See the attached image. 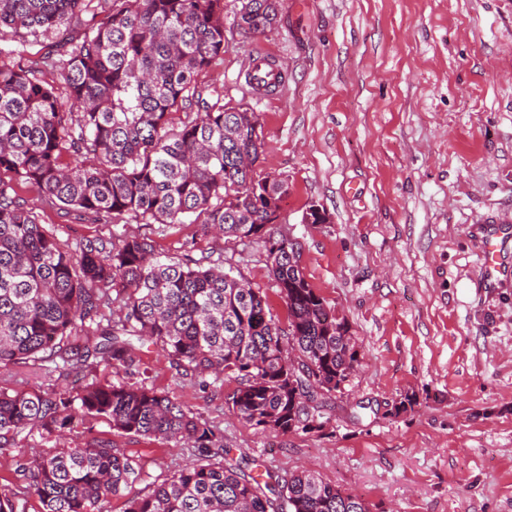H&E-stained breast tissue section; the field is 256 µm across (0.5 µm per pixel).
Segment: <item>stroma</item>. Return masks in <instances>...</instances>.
I'll return each mask as SVG.
<instances>
[{"label": "stroma", "mask_w": 512, "mask_h": 512, "mask_svg": "<svg viewBox=\"0 0 512 512\" xmlns=\"http://www.w3.org/2000/svg\"><path fill=\"white\" fill-rule=\"evenodd\" d=\"M233 20L224 0L228 47L202 80L226 104L257 112L255 173L287 180L280 228L298 242L307 281L348 324L360 363L324 402L321 433L243 423L224 401L235 379L199 388L153 347L142 355L150 384L222 430L234 456L281 475L312 469L372 512H512V274L494 288L480 276L482 222L512 219V0H279L276 24L249 38ZM259 53L282 69L281 90L248 87ZM19 194L61 241L118 231L35 188ZM312 205L327 223H305ZM130 229L163 256L231 259L287 327L260 244L190 223ZM0 385L29 392L73 379L7 367ZM407 393L413 408L391 416ZM97 439L140 457L138 495L193 460L191 449L98 421L0 452V492L39 512L14 473L16 452Z\"/></svg>", "instance_id": "1"}]
</instances>
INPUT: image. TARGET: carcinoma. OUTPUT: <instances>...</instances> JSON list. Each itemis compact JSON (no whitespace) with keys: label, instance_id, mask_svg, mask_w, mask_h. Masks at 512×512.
I'll return each mask as SVG.
<instances>
[{"label":"carcinoma","instance_id":"1","mask_svg":"<svg viewBox=\"0 0 512 512\" xmlns=\"http://www.w3.org/2000/svg\"><path fill=\"white\" fill-rule=\"evenodd\" d=\"M104 17L65 42L64 91L35 69L7 62L54 43L75 17ZM278 17L277 0H236L245 35ZM0 367L54 364L83 379L77 391L19 392L0 386V450L22 434L43 439L90 420L123 433L197 451L141 496L139 460L110 441L21 456L15 474L41 512H371L369 504L315 471L253 474L224 435L148 384L140 347L154 345L183 378L210 386L231 377L226 404L244 423L282 434L319 432L318 399L338 390L358 362L345 320L308 283L297 243L273 224L288 181L260 180L257 113L224 104L199 81L227 48L224 0H0ZM196 105L179 128L171 115ZM76 156V164L63 157ZM44 193L96 224H182L188 217L224 237L260 242L288 309V329L265 295L210 257L161 258L134 234L69 246L39 223L18 185ZM114 305L112 314L105 308ZM104 364L123 379L101 380Z\"/></svg>","mask_w":512,"mask_h":512}]
</instances>
